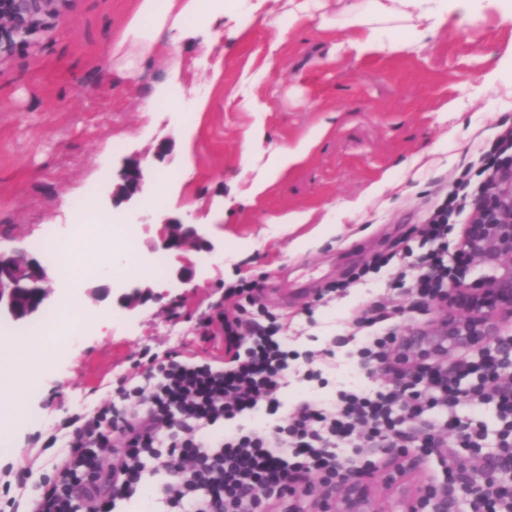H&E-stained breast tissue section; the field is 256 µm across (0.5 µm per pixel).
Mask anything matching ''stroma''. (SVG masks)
<instances>
[{"label":"stroma","instance_id":"obj_1","mask_svg":"<svg viewBox=\"0 0 512 512\" xmlns=\"http://www.w3.org/2000/svg\"><path fill=\"white\" fill-rule=\"evenodd\" d=\"M131 5L63 0L48 32L0 55V249L43 258L44 228L73 223L74 203L88 196L96 212L124 218L110 192L134 156L150 174L149 196L162 198L134 227L141 261H151L148 243L167 218L207 225L224 249L166 253L168 271L191 266L195 277L176 287L158 277L163 300L137 313L101 305L87 316V334L30 394L18 450L0 446V512H24L40 496L77 416L111 403L118 378L172 351L188 361L205 349L222 355L219 325L206 346L199 323L221 310L231 281H257L269 311L288 321L289 347L323 372L320 383L290 379L285 409L353 384L382 387L351 356L349 312L366 299L405 306L407 296L390 290V268L357 285L353 277L374 256L408 246L422 254L415 230L446 185L466 171L479 188L483 156L512 128V0H473L465 21L449 16L412 47L405 31H390L401 49L372 58L330 53L315 25L289 27L280 0H243L237 18L178 41L179 66L154 60L122 80L112 75V38ZM246 19L242 41L235 25ZM248 72L261 75L249 95L266 111L245 106ZM258 123L264 151L245 156L243 136ZM307 135L316 143L306 159L251 195L270 151ZM163 139L173 151L158 161ZM293 211L309 222L283 224ZM308 235L313 244L298 248ZM106 314L111 326L99 329Z\"/></svg>","mask_w":512,"mask_h":512}]
</instances>
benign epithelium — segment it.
<instances>
[{
    "mask_svg": "<svg viewBox=\"0 0 512 512\" xmlns=\"http://www.w3.org/2000/svg\"><path fill=\"white\" fill-rule=\"evenodd\" d=\"M59 0H0V49L23 44ZM145 176L139 163L124 164L119 182L112 185V203L139 207ZM164 232L149 249L180 251L187 248L211 253L215 244L202 224H183L176 219L163 223ZM466 265L488 271L475 286L465 281L461 269L448 286V294L434 303L436 315L426 324L398 334L397 349L417 364V371H447L449 360L458 352L478 349L492 362L495 372H504L500 363L504 341L512 337V156L503 158L474 199L467 224L456 245ZM53 269L30 257L23 248L0 251V318L23 324L37 316L55 293ZM99 286L90 289L97 301L112 296L115 306L136 312L160 301L169 292L159 293L146 282H130L115 293L112 275L105 270ZM386 464H374L352 471L348 477L326 486L304 488L303 497L312 500L317 512H380L378 483H383L399 500L403 512H447L440 487L423 481L419 456L408 448L381 446ZM459 471L468 479L472 496L483 493L485 470L469 459H458Z\"/></svg>",
    "mask_w": 512,
    "mask_h": 512,
    "instance_id": "7a95c632",
    "label": "benign epithelium"
}]
</instances>
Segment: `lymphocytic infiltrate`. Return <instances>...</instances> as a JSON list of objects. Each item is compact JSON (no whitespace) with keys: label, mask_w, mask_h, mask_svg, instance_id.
<instances>
[{"label":"lymphocytic infiltrate","mask_w":512,"mask_h":512,"mask_svg":"<svg viewBox=\"0 0 512 512\" xmlns=\"http://www.w3.org/2000/svg\"><path fill=\"white\" fill-rule=\"evenodd\" d=\"M460 207L459 192H450L418 230L430 249L417 262L412 305H425L447 291L448 218ZM403 313V307L380 301L354 310L360 364L394 362V323ZM267 315L254 283L241 280L225 287L224 309L216 316L224 334L223 368L185 364L170 354L150 367L151 390L120 387L123 398L146 399V406L104 407L90 414L82 437L71 441L63 464L47 482L37 512H70L76 493L85 501V512H114L151 477L162 512H287L282 486L304 485L315 470L329 481L343 479L339 450L353 439L366 447L384 441L396 448H428L451 463L458 449L482 447L488 438L482 425L470 424L459 436L446 433L455 409L467 404H496L503 428L499 451L487 464L512 470V379L490 378L479 363L473 366L479 381L467 387L453 373L439 381L417 374L402 388L310 397L272 429L239 426L210 441L204 431L220 420L236 419L261 404L274 414L283 405L294 353L280 335V324ZM107 456L114 465L105 486L81 485L84 468Z\"/></svg>","instance_id":"obj_1"}]
</instances>
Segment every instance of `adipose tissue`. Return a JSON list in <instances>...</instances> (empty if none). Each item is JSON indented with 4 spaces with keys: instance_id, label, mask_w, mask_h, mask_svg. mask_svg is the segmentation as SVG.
<instances>
[{
    "instance_id": "adipose-tissue-1",
    "label": "adipose tissue",
    "mask_w": 512,
    "mask_h": 512,
    "mask_svg": "<svg viewBox=\"0 0 512 512\" xmlns=\"http://www.w3.org/2000/svg\"><path fill=\"white\" fill-rule=\"evenodd\" d=\"M285 13L291 27L312 24L334 40L337 30H347L345 44L357 55L365 56L400 49V42L384 40L389 30H403L410 43H418L424 34L443 24L449 12L467 15L471 0H285ZM232 0H134V6L122 30L112 42V71L123 78L133 77L147 60L163 57L177 63L178 48L168 33H186L201 25L205 16L234 14ZM312 146L304 138L295 145L278 148L267 165L254 178L250 192H263L288 168L300 162ZM22 360L10 361L8 376L0 384V440L11 443L22 427L25 400H14L19 378L25 371Z\"/></svg>"
}]
</instances>
